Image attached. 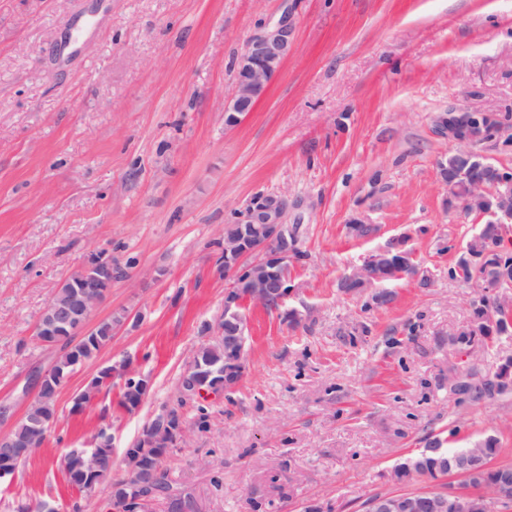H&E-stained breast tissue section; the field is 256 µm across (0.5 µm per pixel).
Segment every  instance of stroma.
Returning <instances> with one entry per match:
<instances>
[{
    "label": "stroma",
    "mask_w": 512,
    "mask_h": 512,
    "mask_svg": "<svg viewBox=\"0 0 512 512\" xmlns=\"http://www.w3.org/2000/svg\"><path fill=\"white\" fill-rule=\"evenodd\" d=\"M285 15L292 52L254 112L225 127L235 59ZM452 107L497 115L475 150L512 172V0H0V400L24 412L23 388L56 356L35 337L42 310L89 252L123 273L93 323L138 317L72 374L42 448L0 484V512L39 500L102 512L108 484L76 493L65 453L106 429L116 479L155 413L193 416L178 381L224 313V226L280 191L299 227L294 292L246 306L244 374L207 400L209 429L166 456L173 485L208 512H363L377 495L460 486L392 481L435 438L495 437L496 463H512V393L468 403L450 387V339L478 286L448 269L483 224L449 208L436 177L449 144L435 124ZM398 239L418 273L387 282L391 306L340 289ZM122 362L149 380L142 403L120 407L117 379L73 411Z\"/></svg>",
    "instance_id": "obj_1"
}]
</instances>
